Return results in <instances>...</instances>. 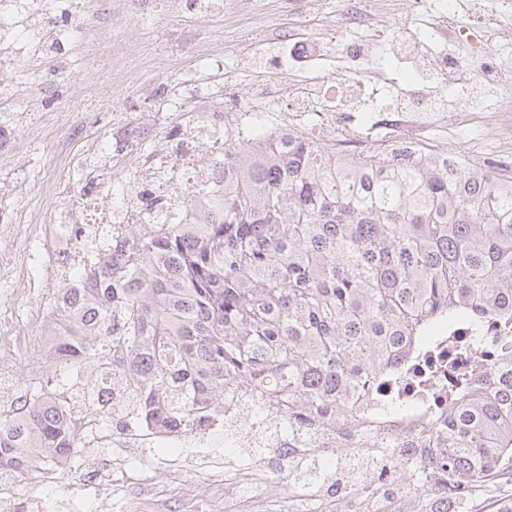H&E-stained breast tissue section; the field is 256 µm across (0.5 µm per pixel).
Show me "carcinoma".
<instances>
[{
  "instance_id": "1",
  "label": "carcinoma",
  "mask_w": 512,
  "mask_h": 512,
  "mask_svg": "<svg viewBox=\"0 0 512 512\" xmlns=\"http://www.w3.org/2000/svg\"><path fill=\"white\" fill-rule=\"evenodd\" d=\"M224 198L197 224H129L86 242L88 262L55 290L48 354L31 385L0 412V473L30 450L77 455L81 414L117 433H191L249 402L297 447L244 448L235 508L257 472L315 512H461L491 473L512 468V368L473 379L448 420L412 439L388 427L403 405L375 399L378 379L443 327L512 321V191L501 174L408 164L398 150L382 177L336 180L324 148L305 141L267 160L229 147ZM112 373L119 397L89 394ZM364 397L356 405L358 397Z\"/></svg>"
}]
</instances>
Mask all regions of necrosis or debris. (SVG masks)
Listing matches in <instances>:
<instances>
[{"label": "necrosis or debris", "mask_w": 512, "mask_h": 512, "mask_svg": "<svg viewBox=\"0 0 512 512\" xmlns=\"http://www.w3.org/2000/svg\"><path fill=\"white\" fill-rule=\"evenodd\" d=\"M336 26L330 35L295 45L290 60L270 58L273 68L292 64L309 69V77L283 83L272 92L250 91L237 96V106L225 109L222 95L203 92L197 110L170 126L165 135H140L117 126L102 153L111 162L108 178L75 185L70 168L52 182L55 196L66 203L67 223L102 227L116 233L129 224H189L187 199H207L224 192V148L233 141L261 147L263 138L285 143L327 137L337 166L350 167L402 143L414 158L453 157L471 173L488 166L484 155L449 154L435 145L430 132L456 125L462 119L478 123L485 136L500 145L502 166L512 165V108L463 113L461 106L483 86L512 98V11L502 0H478L476 22L460 21L455 11L439 12L430 40H446L451 52L419 55L420 37L409 25L396 23L388 39L395 54L412 63L415 88L409 98L384 104L391 79L382 59L375 57L382 19L396 11L397 0H340ZM150 0H95V15L87 17L80 0L52 10L42 0H0V73L15 77L0 110L13 119L0 123V156L18 161L24 144L16 127L29 116L49 111L59 75L77 72L89 92L91 105L112 109L113 74L129 61L122 42L105 47L96 42L101 27L120 26L145 16ZM335 62L340 80L319 77L327 62ZM459 107L447 112L448 96ZM141 166L125 171L127 156ZM486 335L493 338L485 351L473 328L457 322L438 332L431 348L405 361L399 382L380 381L382 399L399 396L410 406L405 423H422L445 415L461 403L462 392H449V371H471L477 363L512 367V322L489 319ZM86 445L103 448H164L165 434L111 436L99 418L85 420Z\"/></svg>", "instance_id": "4bbe7bcc"}]
</instances>
